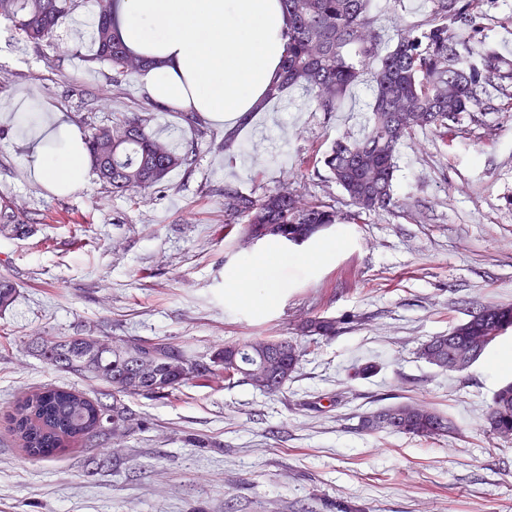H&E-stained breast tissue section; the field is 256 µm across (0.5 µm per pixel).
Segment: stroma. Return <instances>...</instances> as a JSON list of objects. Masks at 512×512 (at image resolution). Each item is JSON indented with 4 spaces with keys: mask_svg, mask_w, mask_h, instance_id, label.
I'll list each match as a JSON object with an SVG mask.
<instances>
[{
    "mask_svg": "<svg viewBox=\"0 0 512 512\" xmlns=\"http://www.w3.org/2000/svg\"><path fill=\"white\" fill-rule=\"evenodd\" d=\"M97 0H75L50 43L26 41L0 16V108H57L81 133L145 119L175 150L197 149L192 169L113 195L94 171L61 195L33 179L30 125L0 124V196L28 231L0 234V279L17 292L0 308V512H512V440L487 424L494 391L512 378V329L468 370L445 372L418 355L489 304H512V112H466L449 134L416 129L396 150L394 204L353 218L318 159L361 137L372 84L334 112L291 88L241 124L149 104L131 73L90 63ZM383 46L421 36L434 0H373ZM474 43L512 41V0H480ZM288 185L334 205L339 223L300 246L223 236L224 189L258 197ZM320 254L316 264L299 253ZM257 270L270 301L251 305L230 285ZM335 319L293 378L271 396L223 377L168 398H137L139 426L109 454L119 471L88 472L100 448L28 458L9 416L23 394L60 386L98 396L108 385L58 370L35 345L86 334L159 337L202 356L252 336H292L307 317ZM372 366L366 376L363 366ZM421 403L446 414L456 437L366 432L377 410Z\"/></svg>",
    "mask_w": 512,
    "mask_h": 512,
    "instance_id": "stroma-1",
    "label": "stroma"
}]
</instances>
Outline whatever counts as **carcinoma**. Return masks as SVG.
<instances>
[{
	"mask_svg": "<svg viewBox=\"0 0 512 512\" xmlns=\"http://www.w3.org/2000/svg\"><path fill=\"white\" fill-rule=\"evenodd\" d=\"M287 17V52L280 80L272 83L265 101L279 99L285 88L299 87L312 95L316 110L334 112L349 89L369 76L373 86L368 127L353 141L338 140L323 157L333 180L343 189L356 214L386 210L394 204L395 152L399 142L417 127L448 132L464 112H483L481 94L493 80L507 78L505 61L494 48L475 50L470 43L474 14L462 0H435L436 17L420 38L400 36L394 47L379 53V35L371 15V0H281ZM72 0H0V15L11 17L29 42L47 43L55 36ZM97 53L93 62L107 63L120 72L140 70L146 61L131 57L116 36L113 11H100L96 22ZM87 147L99 180L114 194L145 190L161 184L168 173L190 168L196 148L175 151L155 139L144 120L124 121L107 134L94 128ZM224 213L232 220L224 233H239L246 224H283L288 233L305 237L310 224H334L336 210L318 200H302L286 187L261 198L224 187ZM15 215L0 209V233H26ZM336 320L314 316L302 324L307 337L336 335ZM476 335L473 323H461L444 336L423 345V359L456 358L466 339ZM39 355L51 366L112 387L110 401L91 399L63 387H43L24 395L11 416L12 431L25 454L49 459L65 448L87 447L103 439L124 440L137 425L126 399L164 398L180 387L205 382L222 373L224 381H245L243 369L265 359L273 373L264 393H280L295 372L301 348L291 338L253 337L240 349L224 347L205 359L150 338L118 336L112 345L95 336H61L40 346ZM152 358L155 370L144 375L138 362ZM489 431L512 433V382L503 384L488 407ZM360 427L387 429L415 437L440 439L454 433L447 416L431 407L411 413L393 405L364 417Z\"/></svg>",
	"mask_w": 512,
	"mask_h": 512,
	"instance_id": "1",
	"label": "carcinoma"
}]
</instances>
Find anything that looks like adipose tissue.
Listing matches in <instances>:
<instances>
[{
  "label": "adipose tissue",
  "mask_w": 512,
  "mask_h": 512,
  "mask_svg": "<svg viewBox=\"0 0 512 512\" xmlns=\"http://www.w3.org/2000/svg\"><path fill=\"white\" fill-rule=\"evenodd\" d=\"M121 41L149 65L150 104L224 121L250 112L280 75L287 18L280 0H119ZM30 144L35 178L67 194L84 182L83 136L61 111Z\"/></svg>",
  "instance_id": "ef3b65f1"
}]
</instances>
